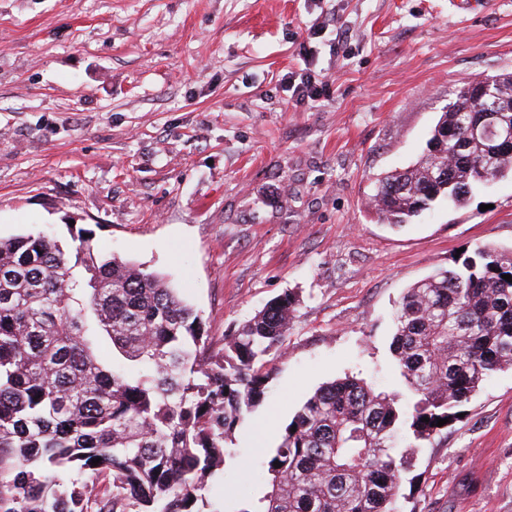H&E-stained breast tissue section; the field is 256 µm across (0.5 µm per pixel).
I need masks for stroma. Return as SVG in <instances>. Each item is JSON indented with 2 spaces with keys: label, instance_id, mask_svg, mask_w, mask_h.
Here are the masks:
<instances>
[{
  "label": "stroma",
  "instance_id": "35a3bbf8",
  "mask_svg": "<svg viewBox=\"0 0 512 512\" xmlns=\"http://www.w3.org/2000/svg\"><path fill=\"white\" fill-rule=\"evenodd\" d=\"M0 0V235L78 229L171 279L208 336L272 298L296 317L264 359L265 401L233 435L255 472L322 384L401 390L405 288L457 249L512 246V180L399 230L368 206L468 79L512 72V0ZM329 91L280 86L313 22ZM347 54L331 47L337 27ZM403 512H512V370L408 451Z\"/></svg>",
  "mask_w": 512,
  "mask_h": 512
}]
</instances>
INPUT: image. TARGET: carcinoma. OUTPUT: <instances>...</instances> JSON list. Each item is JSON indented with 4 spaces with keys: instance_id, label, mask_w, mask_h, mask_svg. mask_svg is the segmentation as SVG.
<instances>
[{
    "instance_id": "cac0c4a2",
    "label": "carcinoma",
    "mask_w": 512,
    "mask_h": 512,
    "mask_svg": "<svg viewBox=\"0 0 512 512\" xmlns=\"http://www.w3.org/2000/svg\"><path fill=\"white\" fill-rule=\"evenodd\" d=\"M491 80L512 125V73ZM471 85L432 131L430 146L448 137L440 148L376 179L369 206L382 221L402 227L512 177V139L469 134L481 119ZM92 238L83 228L68 248L37 229L0 238V512H224L206 490L224 480L226 441L265 396L263 358L288 336L295 298H274L216 350L163 276ZM504 274L512 248L484 245L407 288L391 343L405 399L349 376L318 388L268 451L267 491L238 512H402L401 442L435 438L512 369Z\"/></svg>"
}]
</instances>
